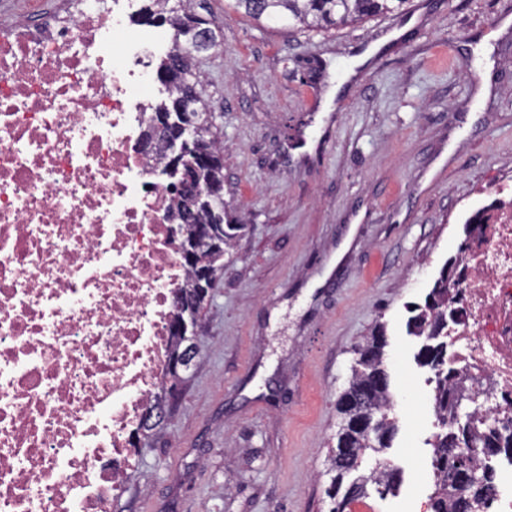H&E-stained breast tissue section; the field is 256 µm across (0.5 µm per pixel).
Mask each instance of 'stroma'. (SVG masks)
<instances>
[{
	"label": "stroma",
	"mask_w": 512,
	"mask_h": 512,
	"mask_svg": "<svg viewBox=\"0 0 512 512\" xmlns=\"http://www.w3.org/2000/svg\"><path fill=\"white\" fill-rule=\"evenodd\" d=\"M68 4L0 0V29ZM206 7L219 45L195 59L197 91L243 226L111 512H328L336 402L379 322L399 404L384 457L403 481L349 510L431 512L434 386L406 306L512 187V0H410L325 31Z\"/></svg>",
	"instance_id": "1"
}]
</instances>
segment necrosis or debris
<instances>
[{"label":"necrosis or debris","mask_w":512,"mask_h":512,"mask_svg":"<svg viewBox=\"0 0 512 512\" xmlns=\"http://www.w3.org/2000/svg\"><path fill=\"white\" fill-rule=\"evenodd\" d=\"M137 0H79L0 30V512H109L164 383L187 282L158 156L142 152L157 50ZM450 283L448 353L465 395L512 418V188Z\"/></svg>","instance_id":"1"}]
</instances>
